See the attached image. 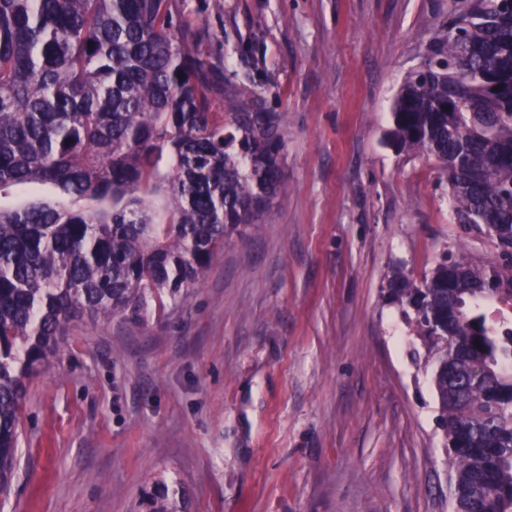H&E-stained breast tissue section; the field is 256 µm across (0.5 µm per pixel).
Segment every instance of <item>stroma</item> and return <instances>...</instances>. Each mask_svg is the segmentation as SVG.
Masks as SVG:
<instances>
[{
    "instance_id": "stroma-1",
    "label": "stroma",
    "mask_w": 512,
    "mask_h": 512,
    "mask_svg": "<svg viewBox=\"0 0 512 512\" xmlns=\"http://www.w3.org/2000/svg\"><path fill=\"white\" fill-rule=\"evenodd\" d=\"M449 0H174L230 94L281 113L285 189L183 302L85 315L27 382L0 512H448L435 395L383 290L491 242L390 106ZM142 506L147 512H183L180 510L179 501L170 498L168 489L164 483L157 482L152 491L146 494Z\"/></svg>"
}]
</instances>
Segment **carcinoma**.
I'll use <instances>...</instances> for the list:
<instances>
[{
  "mask_svg": "<svg viewBox=\"0 0 512 512\" xmlns=\"http://www.w3.org/2000/svg\"><path fill=\"white\" fill-rule=\"evenodd\" d=\"M391 106L390 138L448 179L457 224L512 260V2L452 0ZM173 0H0V493L26 380L83 312L138 321L205 274L284 184L282 115L214 110ZM53 186L52 199L13 202ZM422 350L463 512H512V270L446 257L387 282ZM482 348H477V345ZM146 512H181L156 483Z\"/></svg>",
  "mask_w": 512,
  "mask_h": 512,
  "instance_id": "1",
  "label": "carcinoma"
}]
</instances>
